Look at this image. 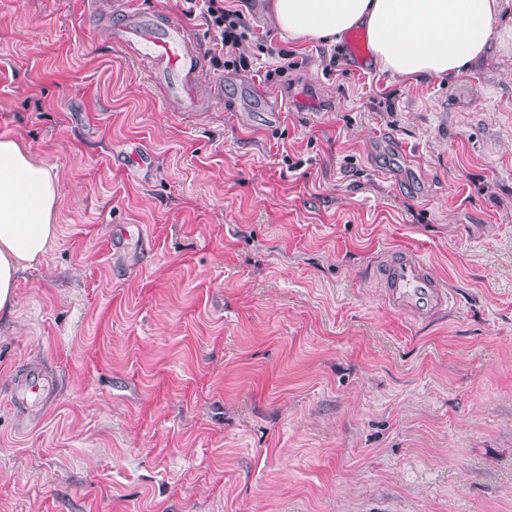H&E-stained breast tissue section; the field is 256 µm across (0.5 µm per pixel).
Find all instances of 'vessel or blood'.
<instances>
[{"instance_id": "vessel-or-blood-1", "label": "vessel or blood", "mask_w": 512, "mask_h": 512, "mask_svg": "<svg viewBox=\"0 0 512 512\" xmlns=\"http://www.w3.org/2000/svg\"><path fill=\"white\" fill-rule=\"evenodd\" d=\"M367 35L356 30L347 39V52L357 70H365ZM114 44L138 47L150 61L155 80L166 83L184 111H192L204 82L202 53L183 25L160 16L127 10L112 29ZM389 306L416 319L428 320L446 311L453 302L447 284L433 276L427 263L415 254H403L379 272Z\"/></svg>"}]
</instances>
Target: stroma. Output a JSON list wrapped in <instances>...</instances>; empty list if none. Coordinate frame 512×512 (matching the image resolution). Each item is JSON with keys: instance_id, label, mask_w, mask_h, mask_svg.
Returning a JSON list of instances; mask_svg holds the SVG:
<instances>
[{"instance_id": "35a3bbf8", "label": "stroma", "mask_w": 512, "mask_h": 512, "mask_svg": "<svg viewBox=\"0 0 512 512\" xmlns=\"http://www.w3.org/2000/svg\"><path fill=\"white\" fill-rule=\"evenodd\" d=\"M225 5L250 70L180 0H0V134L61 179L0 323V512H512V49L407 82ZM125 6L220 96L181 111ZM394 250L455 306L391 310ZM112 41L122 47H138L140 55L152 64L154 79L166 83L185 112L194 109L205 82L202 53L183 25L153 13L126 10L112 29Z\"/></svg>"}]
</instances>
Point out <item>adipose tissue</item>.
I'll return each instance as SVG.
<instances>
[{
	"instance_id": "1",
	"label": "adipose tissue",
	"mask_w": 512,
	"mask_h": 512,
	"mask_svg": "<svg viewBox=\"0 0 512 512\" xmlns=\"http://www.w3.org/2000/svg\"><path fill=\"white\" fill-rule=\"evenodd\" d=\"M503 0H270L276 30L336 44L365 28L374 66L400 80L454 79L488 50ZM60 195L51 166L0 135V317L17 306L19 271L57 236Z\"/></svg>"
}]
</instances>
